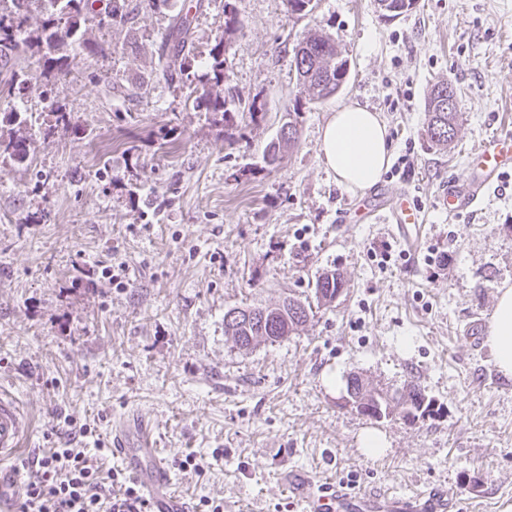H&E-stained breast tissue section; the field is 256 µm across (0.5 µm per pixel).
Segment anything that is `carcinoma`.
Wrapping results in <instances>:
<instances>
[{
  "label": "carcinoma",
  "instance_id": "cac0c4a2",
  "mask_svg": "<svg viewBox=\"0 0 512 512\" xmlns=\"http://www.w3.org/2000/svg\"><path fill=\"white\" fill-rule=\"evenodd\" d=\"M126 0H0V99L12 100L27 89V75L20 65L26 56L44 60L45 82L42 95L49 99L52 120L42 132L45 141L60 132L78 133L71 112L62 103L61 79L67 75L69 58L84 53L91 58L105 55L102 45L91 37L92 27H110L129 21ZM193 18L178 14L165 38L156 50V58L148 80L135 87V95L150 94L152 84L169 86L189 79L190 68L197 57L193 38ZM240 23L230 0H224V35L232 36ZM309 52L294 59L299 86L311 102H323L337 93L347 82L349 70L344 68L345 56L329 35L315 31L302 40ZM224 46L217 43L209 52L211 87L196 97V107L220 118L231 120L223 96L225 78ZM442 102L428 97L426 133L436 145H447L455 137L454 112H441ZM28 115L12 108L0 114V163H23L29 156L30 143L26 134ZM288 131L280 133L265 147L270 166L282 160V148L297 138L296 124L287 123ZM344 287L343 277L336 271H325L315 281L314 293L322 305L336 299V290ZM312 315L311 304L288 297L273 308L234 307L224 313V334L234 343H249L251 336H265L267 342H277L305 324ZM391 414L405 421L425 417L420 411L428 399L421 387L409 384L401 390L385 393Z\"/></svg>",
  "mask_w": 512,
  "mask_h": 512
}]
</instances>
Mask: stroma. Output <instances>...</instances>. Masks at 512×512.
Listing matches in <instances>:
<instances>
[{
    "mask_svg": "<svg viewBox=\"0 0 512 512\" xmlns=\"http://www.w3.org/2000/svg\"><path fill=\"white\" fill-rule=\"evenodd\" d=\"M225 0H169L131 23L97 28L104 56L70 60L65 103L84 132L42 140L44 67L14 105L32 117L29 158L0 170V389L29 423L18 459L58 446L55 426H87L103 470L119 468L112 433L145 420L172 489L187 505L224 512H298L288 476L407 497L451 491L448 512H512V378L486 342L498 288L512 286V169L471 212L440 196L469 174L487 136L512 135V0H418L395 19L374 0H232L240 25L224 35ZM195 17L197 58L181 88L134 97L173 15ZM332 35L347 84L308 103L291 69L311 31ZM223 43L233 123L194 110L207 53ZM450 83L460 111L445 148L426 135L432 85ZM358 101L388 127L393 165L379 184L422 207L415 253L380 221H343L353 191L320 151L336 111ZM299 138L279 168L263 150L289 111ZM39 223H25L30 213ZM391 245L381 267L375 249ZM125 268L123 285L111 275ZM338 270L332 304L283 340L243 350L224 334L233 307L310 299ZM395 390L413 383L441 405L409 424L345 406L350 375ZM335 375V386L326 378ZM381 433V456L363 453ZM193 454L202 472L182 471Z\"/></svg>",
    "mask_w": 512,
    "mask_h": 512,
    "instance_id": "obj_1",
    "label": "stroma"
}]
</instances>
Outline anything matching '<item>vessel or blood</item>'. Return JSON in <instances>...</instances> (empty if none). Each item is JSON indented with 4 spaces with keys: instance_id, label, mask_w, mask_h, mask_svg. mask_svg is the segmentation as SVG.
I'll return each instance as SVG.
<instances>
[{
    "instance_id": "obj_1",
    "label": "vessel or blood",
    "mask_w": 512,
    "mask_h": 512,
    "mask_svg": "<svg viewBox=\"0 0 512 512\" xmlns=\"http://www.w3.org/2000/svg\"><path fill=\"white\" fill-rule=\"evenodd\" d=\"M471 159L474 170L461 182L448 185L443 204L449 214L477 205L485 190L512 167V138L485 139ZM420 211L408 194H400L389 217L393 231L409 250H416L420 230ZM28 425L19 402L0 392V512H15L21 494V475L11 463L27 436ZM113 450L132 479L147 495L152 512H188L181 498L170 491V475L159 458L150 431L141 419L123 424L112 438ZM300 512H446V495L418 492L406 500L387 495H362L335 492L321 495L308 492L297 498Z\"/></svg>"
}]
</instances>
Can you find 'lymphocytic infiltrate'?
<instances>
[{"label": "lymphocytic infiltrate", "mask_w": 512, "mask_h": 512, "mask_svg": "<svg viewBox=\"0 0 512 512\" xmlns=\"http://www.w3.org/2000/svg\"><path fill=\"white\" fill-rule=\"evenodd\" d=\"M100 454L65 443L25 462L19 512H149L146 495L124 471L101 475Z\"/></svg>", "instance_id": "obj_1"}]
</instances>
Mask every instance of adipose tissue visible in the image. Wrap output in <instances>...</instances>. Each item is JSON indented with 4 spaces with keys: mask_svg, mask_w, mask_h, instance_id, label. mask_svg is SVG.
Listing matches in <instances>:
<instances>
[{
    "mask_svg": "<svg viewBox=\"0 0 512 512\" xmlns=\"http://www.w3.org/2000/svg\"><path fill=\"white\" fill-rule=\"evenodd\" d=\"M388 128L379 113L358 101L339 107L326 122L320 150L339 185L364 190L376 184L390 162ZM488 344L498 369L512 376V287L499 289Z\"/></svg>",
    "mask_w": 512,
    "mask_h": 512,
    "instance_id": "1",
    "label": "adipose tissue"
}]
</instances>
